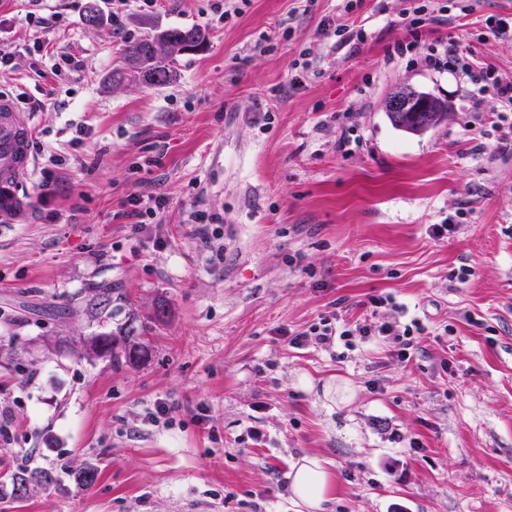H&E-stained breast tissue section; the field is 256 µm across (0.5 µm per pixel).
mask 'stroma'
I'll use <instances>...</instances> for the list:
<instances>
[{
    "instance_id": "1",
    "label": "stroma",
    "mask_w": 512,
    "mask_h": 512,
    "mask_svg": "<svg viewBox=\"0 0 512 512\" xmlns=\"http://www.w3.org/2000/svg\"><path fill=\"white\" fill-rule=\"evenodd\" d=\"M465 3L431 0L414 34V0H249L224 20L160 0L119 31L103 0H0V90L32 115L37 167L33 218L0 229V512H295L305 455L333 464L330 512H512V112L485 96L472 130L465 80L415 63L512 18ZM191 26L206 46L170 83L115 80L126 42ZM404 83L447 121L393 128L382 100ZM101 282L108 329L149 344L138 363L54 347L98 331ZM377 297L423 325L408 358L348 335L393 319ZM324 320L329 345L290 344ZM20 466L56 481L16 498ZM112 288H95L91 294L89 304L91 313L99 320V324L112 318Z\"/></svg>"
}]
</instances>
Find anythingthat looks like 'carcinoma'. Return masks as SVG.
Returning <instances> with one entry per match:
<instances>
[{
	"label": "carcinoma",
	"instance_id": "obj_1",
	"mask_svg": "<svg viewBox=\"0 0 512 512\" xmlns=\"http://www.w3.org/2000/svg\"><path fill=\"white\" fill-rule=\"evenodd\" d=\"M163 34L176 47V51L167 56H155L149 53V39L142 38L127 42L126 56L130 62L139 66L146 83L162 86L173 77L177 57L198 50L204 45L205 36L195 27H176L163 31ZM112 289L95 288L89 304L91 313L103 323L112 318ZM77 350L82 357H107L112 362L125 360L134 362L138 355L145 352V345L130 332L121 329L119 334L101 331L89 336H81L77 342ZM12 492L23 497L32 486H46L54 482L51 472L43 469H28L19 467L10 474Z\"/></svg>",
	"mask_w": 512,
	"mask_h": 512
}]
</instances>
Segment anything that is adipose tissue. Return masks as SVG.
Masks as SVG:
<instances>
[{"mask_svg": "<svg viewBox=\"0 0 512 512\" xmlns=\"http://www.w3.org/2000/svg\"><path fill=\"white\" fill-rule=\"evenodd\" d=\"M289 478L291 499L305 512H323L325 504L336 497V475L319 457H303L299 464L292 466Z\"/></svg>", "mask_w": 512, "mask_h": 512, "instance_id": "1", "label": "adipose tissue"}]
</instances>
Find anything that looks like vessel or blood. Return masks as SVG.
<instances>
[{"mask_svg": "<svg viewBox=\"0 0 512 512\" xmlns=\"http://www.w3.org/2000/svg\"><path fill=\"white\" fill-rule=\"evenodd\" d=\"M34 127L28 113L0 96V224L32 216L28 184L34 171L30 141Z\"/></svg>", "mask_w": 512, "mask_h": 512, "instance_id": "1", "label": "vessel or blood"}]
</instances>
